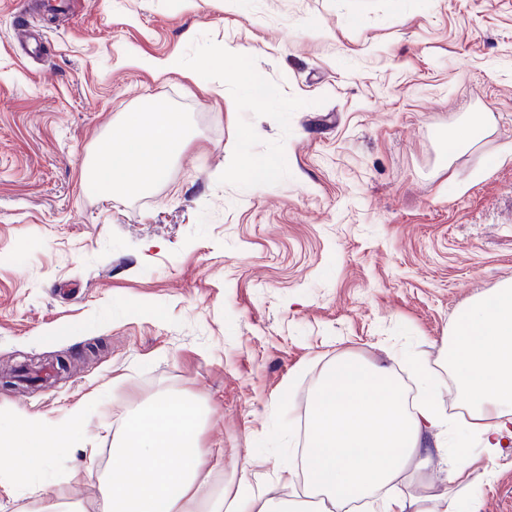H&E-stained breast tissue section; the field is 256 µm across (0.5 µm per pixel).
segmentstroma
<instances>
[{
    "label": "stroma",
    "instance_id": "35a3bbf8",
    "mask_svg": "<svg viewBox=\"0 0 512 512\" xmlns=\"http://www.w3.org/2000/svg\"><path fill=\"white\" fill-rule=\"evenodd\" d=\"M250 50L257 110L202 54ZM175 58L177 72L134 66ZM159 102L189 140L166 178L100 197L84 164L122 113ZM472 147L448 137L474 119ZM255 128L246 138L243 128ZM274 159L266 182L251 161ZM512 282V0H0V421L85 405L106 450L160 394L199 400L212 481L286 498L299 416L330 365H390L410 399L451 404L448 334ZM96 320L93 336L69 326ZM434 451L427 492L512 512V443L474 484ZM95 512L103 473L59 449Z\"/></svg>",
    "mask_w": 512,
    "mask_h": 512
}]
</instances>
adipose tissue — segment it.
Wrapping results in <instances>:
<instances>
[{"instance_id": "ef3b65f1", "label": "adipose tissue", "mask_w": 512, "mask_h": 512, "mask_svg": "<svg viewBox=\"0 0 512 512\" xmlns=\"http://www.w3.org/2000/svg\"><path fill=\"white\" fill-rule=\"evenodd\" d=\"M248 51L224 53V76L247 88L254 105L272 91L249 70ZM178 113L156 105L123 113L120 130L101 142L87 175L106 195H128L163 179L185 148ZM448 366L456 381L455 400L469 419L451 424L428 388L413 411L387 368L346 357L324 374L309 404L310 436L303 459L309 488L304 497L262 498L248 486L226 495L204 475L198 444L196 399L160 396L130 417L115 442L97 512H349L397 480L409 463L426 467L420 446L424 433L466 431L482 444L473 454L457 444L448 455V479L474 474L477 459L493 464L504 439L512 438V283L491 297L474 299L448 337ZM86 410L70 408L62 422L20 414L0 429V447L9 449L17 470L46 468L59 448L79 447ZM382 512H478L474 499L447 493L413 498L397 493Z\"/></svg>"}]
</instances>
